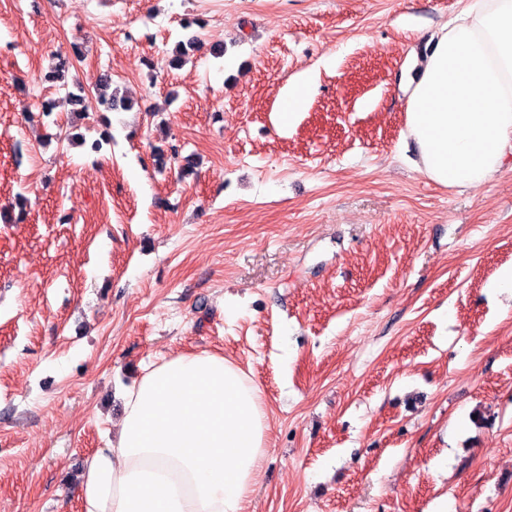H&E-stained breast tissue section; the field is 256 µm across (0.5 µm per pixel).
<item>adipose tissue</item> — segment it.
Instances as JSON below:
<instances>
[{"mask_svg": "<svg viewBox=\"0 0 512 512\" xmlns=\"http://www.w3.org/2000/svg\"><path fill=\"white\" fill-rule=\"evenodd\" d=\"M407 91L417 166L448 188L512 158V0H465ZM117 434L86 457L81 512H246L267 430L259 388L207 351L146 365Z\"/></svg>", "mask_w": 512, "mask_h": 512, "instance_id": "adipose-tissue-1", "label": "adipose tissue"}]
</instances>
